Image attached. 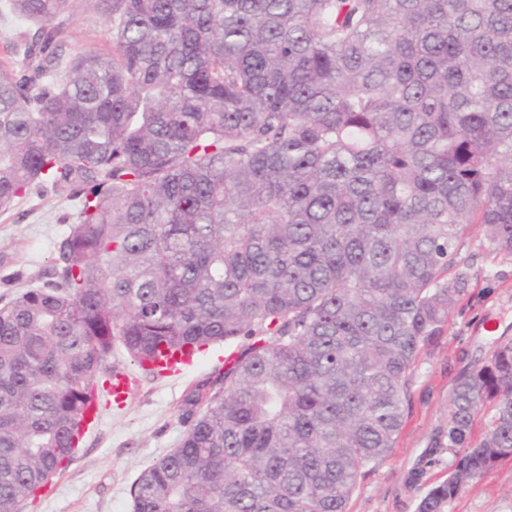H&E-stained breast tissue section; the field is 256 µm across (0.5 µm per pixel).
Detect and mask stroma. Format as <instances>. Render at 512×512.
Returning <instances> with one entry per match:
<instances>
[{
    "label": "stroma",
    "mask_w": 512,
    "mask_h": 512,
    "mask_svg": "<svg viewBox=\"0 0 512 512\" xmlns=\"http://www.w3.org/2000/svg\"><path fill=\"white\" fill-rule=\"evenodd\" d=\"M69 50H111L105 20L81 10L70 22ZM80 202L66 188L17 199L0 212V296L37 285L55 242L79 221ZM460 257L470 266L467 293L448 326L424 350L410 385L409 414L391 456L361 478L349 512H416L425 492L444 481L452 455L434 450L448 428L454 380L468 364L486 358L496 341L512 337V258L497 253L478 224L468 225ZM247 340L210 345L174 379L140 370L122 344L109 361L136 379L123 403L102 401L100 418L85 429L64 471L26 499L20 512H132L130 489L142 470L180 443L187 426L184 399L197 384L224 371V352H244ZM448 512H512V459L464 488Z\"/></svg>",
    "instance_id": "35a3bbf8"
}]
</instances>
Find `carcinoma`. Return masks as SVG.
Segmentation results:
<instances>
[{"mask_svg":"<svg viewBox=\"0 0 512 512\" xmlns=\"http://www.w3.org/2000/svg\"><path fill=\"white\" fill-rule=\"evenodd\" d=\"M85 6L112 50L67 57ZM10 17L0 209L70 186L80 221L0 298V512L72 460L115 341L152 373L238 337L133 512H348L467 292L466 226L512 257V0H0ZM432 447L453 461L417 512L512 458V339L460 371Z\"/></svg>","mask_w":512,"mask_h":512,"instance_id":"obj_1","label":"carcinoma"}]
</instances>
